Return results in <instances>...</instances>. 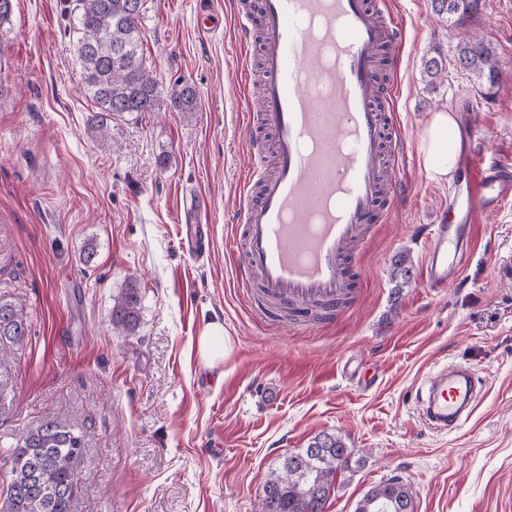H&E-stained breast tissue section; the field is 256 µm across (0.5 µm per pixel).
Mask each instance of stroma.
I'll use <instances>...</instances> for the list:
<instances>
[{"instance_id":"35a3bbf8","label":"stroma","mask_w":512,"mask_h":512,"mask_svg":"<svg viewBox=\"0 0 512 512\" xmlns=\"http://www.w3.org/2000/svg\"><path fill=\"white\" fill-rule=\"evenodd\" d=\"M406 29L398 122L408 190L365 244L359 294L323 328L272 326L239 283L232 252L239 177L249 168L248 101L238 77L233 0H147V63L162 92L154 112L95 132L69 29L70 0H13L0 24V294L29 322L22 350L0 366V489L19 437L56 417L87 428L73 512H257L284 454L334 433L363 460L338 477L326 512H354L390 476L411 485L414 512H512V204L477 229L478 257L454 286L423 287V231L449 183L420 154L434 112H470L512 153V0H486L446 30L429 0H393ZM218 27L203 31L205 9ZM489 43L499 86L479 89L458 68L457 44ZM448 70L429 81L423 59ZM186 82L198 108L175 111ZM204 196L209 251H183L187 195ZM91 263H83L86 247ZM141 295L134 332L115 333L112 299ZM224 328V356L200 340ZM462 362L485 380L458 430L420 422L415 390ZM221 437L222 459L206 452Z\"/></svg>"}]
</instances>
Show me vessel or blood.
<instances>
[{
    "mask_svg": "<svg viewBox=\"0 0 512 512\" xmlns=\"http://www.w3.org/2000/svg\"><path fill=\"white\" fill-rule=\"evenodd\" d=\"M242 46L261 39L262 107L247 115L253 163L240 187L235 254L242 287L259 284L304 324L335 318L357 285L355 247L401 197L406 162L392 99L405 29L391 0H235ZM492 130L469 122L459 178L426 234L421 280H461L485 216L512 201V157L486 162ZM481 382L455 364L416 391L428 429L451 431Z\"/></svg>",
    "mask_w": 512,
    "mask_h": 512,
    "instance_id": "1",
    "label": "vessel or blood"
}]
</instances>
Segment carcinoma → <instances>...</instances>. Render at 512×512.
<instances>
[{
    "label": "carcinoma",
    "instance_id": "obj_1",
    "mask_svg": "<svg viewBox=\"0 0 512 512\" xmlns=\"http://www.w3.org/2000/svg\"><path fill=\"white\" fill-rule=\"evenodd\" d=\"M147 0H75L72 27L81 66V82L98 108L95 129L109 134L112 117L153 112L158 82L147 66L140 25ZM479 0H431L445 27L455 28L478 9ZM457 62L476 86L493 88L500 72L491 47L471 36L457 45ZM170 105L179 112L197 111L196 91L176 86ZM140 291L133 282L113 298L112 327L132 332L139 318ZM29 324L19 306L0 296V345L23 349ZM84 426L46 419L28 431L7 458L9 482L0 493V512H72L75 465L83 450ZM359 465L352 449L334 433L322 432L307 447L283 456L263 484L257 512H325L340 473ZM414 492L392 476L369 488L354 512H413Z\"/></svg>",
    "mask_w": 512,
    "mask_h": 512
}]
</instances>
